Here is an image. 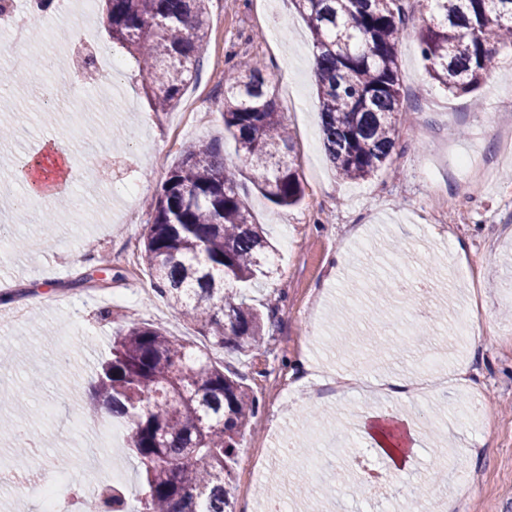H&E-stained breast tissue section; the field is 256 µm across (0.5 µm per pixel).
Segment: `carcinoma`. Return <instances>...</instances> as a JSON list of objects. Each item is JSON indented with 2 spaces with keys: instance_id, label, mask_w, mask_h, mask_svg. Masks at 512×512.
I'll return each instance as SVG.
<instances>
[{
  "instance_id": "cac0c4a2",
  "label": "carcinoma",
  "mask_w": 512,
  "mask_h": 512,
  "mask_svg": "<svg viewBox=\"0 0 512 512\" xmlns=\"http://www.w3.org/2000/svg\"><path fill=\"white\" fill-rule=\"evenodd\" d=\"M318 61L321 133L336 175L367 180L387 166L401 112L398 45L408 0H292ZM417 36L429 76L453 95L481 85L512 53V0H429ZM112 41L149 81L155 112H167L198 76L208 0H104ZM224 130L280 207L303 196L292 140L260 62L224 71ZM142 263L155 292L210 344L240 354L264 343V312L240 285L270 274V245L239 194L237 172L217 140L198 141L150 203ZM131 425L129 447L143 479L138 512H230L242 428L259 402L243 379L159 327L117 329L84 409ZM124 496L99 512H125Z\"/></svg>"
}]
</instances>
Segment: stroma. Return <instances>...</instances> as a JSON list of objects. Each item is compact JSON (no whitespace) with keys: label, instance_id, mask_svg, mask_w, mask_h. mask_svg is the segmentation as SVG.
<instances>
[{"label":"stroma","instance_id":"obj_1","mask_svg":"<svg viewBox=\"0 0 512 512\" xmlns=\"http://www.w3.org/2000/svg\"><path fill=\"white\" fill-rule=\"evenodd\" d=\"M203 67L168 112L153 111L144 80L104 24L73 9L69 31L109 44L123 66L114 80L91 87V109L50 103L44 93L62 70L33 66L46 53L66 57L67 35L41 46L11 47L0 33V123L18 128L0 140V457L13 458L23 434L37 436L50 460H66L72 480L60 495L83 498L88 483L123 469L130 512L140 479L127 446L112 443L111 417L82 410L96 366L120 327L146 323L206 346L196 326L156 295L141 261L146 202L161 189L182 149L221 141L224 162L237 170L240 195L273 246L271 278L252 285L270 306L265 343L252 355L211 350L217 365L244 377L259 410L244 429L232 475L233 512H265V484L279 486L290 512H391L425 485L421 512H512V146L496 136L512 112V56L501 55L479 90L452 95L432 80L415 32L398 46L405 122L393 162L374 177L346 183L331 171L319 135L316 86L305 79L312 51L306 21L291 0L277 13L263 0H210ZM286 26L269 34L273 18ZM266 64L293 138L304 195L280 208L253 182L220 117L224 89L216 73L252 58ZM25 80H15L20 67ZM48 137L66 143L72 174L57 201L35 211L16 208L24 189L16 170ZM57 210V221L42 216ZM110 261L109 287H75L98 256ZM405 273L424 285L418 302L401 307L379 280ZM111 317L101 318L103 309ZM479 322L465 348H453L461 314ZM359 364L366 390L337 391L338 374ZM418 378V397L391 399L380 381ZM41 383L25 392L28 379ZM291 395L276 398L274 385ZM483 406L479 428L456 421L463 400ZM394 404L420 426L418 446L383 495L369 499L339 482L345 446L382 456L359 431L363 411ZM442 471L441 482L429 481ZM337 478L325 500L321 477Z\"/></svg>","mask_w":512,"mask_h":512}]
</instances>
